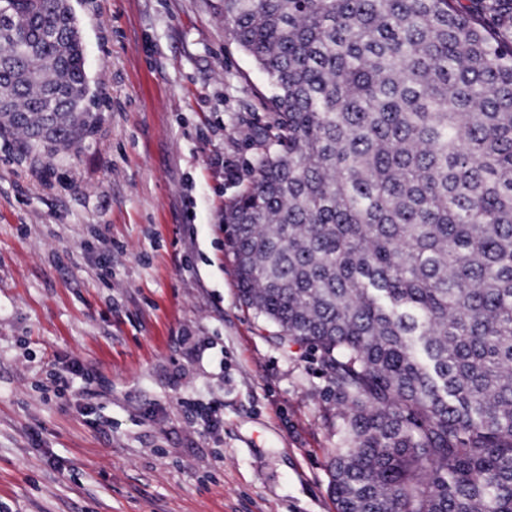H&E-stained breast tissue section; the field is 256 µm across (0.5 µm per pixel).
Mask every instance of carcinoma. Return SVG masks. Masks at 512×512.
Here are the masks:
<instances>
[{
    "mask_svg": "<svg viewBox=\"0 0 512 512\" xmlns=\"http://www.w3.org/2000/svg\"><path fill=\"white\" fill-rule=\"evenodd\" d=\"M278 133L224 210L239 296L346 408L337 512H512V0H223ZM0 136L99 128L65 0H0Z\"/></svg>",
    "mask_w": 512,
    "mask_h": 512,
    "instance_id": "1",
    "label": "carcinoma"
}]
</instances>
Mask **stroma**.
<instances>
[{
  "instance_id": "35a3bbf8",
  "label": "stroma",
  "mask_w": 512,
  "mask_h": 512,
  "mask_svg": "<svg viewBox=\"0 0 512 512\" xmlns=\"http://www.w3.org/2000/svg\"><path fill=\"white\" fill-rule=\"evenodd\" d=\"M71 5L103 124L55 166L0 137V512H336L343 409L224 250L266 77L222 0Z\"/></svg>"
}]
</instances>
